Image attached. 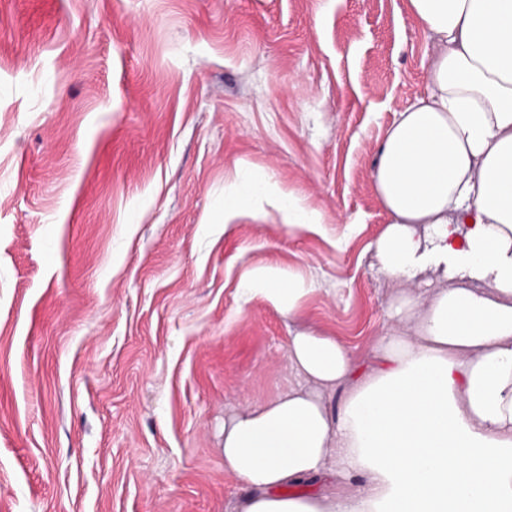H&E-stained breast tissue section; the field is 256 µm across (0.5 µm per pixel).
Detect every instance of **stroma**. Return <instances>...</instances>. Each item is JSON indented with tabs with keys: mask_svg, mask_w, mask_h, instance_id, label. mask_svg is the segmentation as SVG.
Wrapping results in <instances>:
<instances>
[{
	"mask_svg": "<svg viewBox=\"0 0 512 512\" xmlns=\"http://www.w3.org/2000/svg\"><path fill=\"white\" fill-rule=\"evenodd\" d=\"M407 0H0V512H235L224 418L296 385L291 331L368 367L386 129L429 89ZM268 177L323 218L224 216ZM269 263L319 289L243 302Z\"/></svg>",
	"mask_w": 512,
	"mask_h": 512,
	"instance_id": "stroma-1",
	"label": "stroma"
}]
</instances>
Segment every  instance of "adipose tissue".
I'll return each mask as SVG.
<instances>
[{
  "mask_svg": "<svg viewBox=\"0 0 512 512\" xmlns=\"http://www.w3.org/2000/svg\"><path fill=\"white\" fill-rule=\"evenodd\" d=\"M436 43L429 90L386 130L374 173L390 216L370 245L397 280L430 275L427 294L401 292L376 364L294 331L296 388L224 420V467L240 482L238 512H512V0H408ZM227 213L271 206L288 228L319 230L318 212L271 179L232 186ZM314 280L277 265L251 268L244 300L296 317ZM348 387L340 416L324 403ZM363 475L340 497L294 486Z\"/></svg>",
  "mask_w": 512,
  "mask_h": 512,
  "instance_id": "ef3b65f1",
  "label": "adipose tissue"
}]
</instances>
